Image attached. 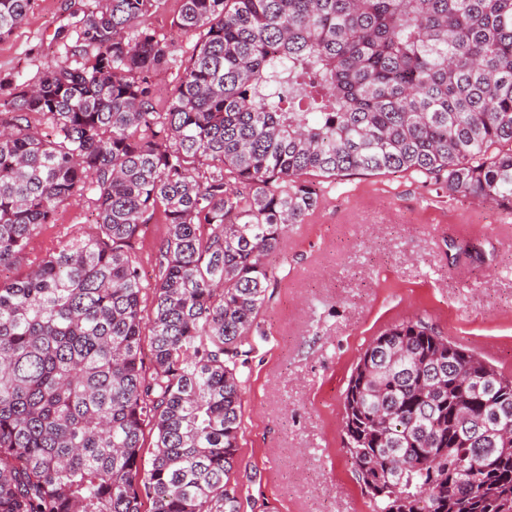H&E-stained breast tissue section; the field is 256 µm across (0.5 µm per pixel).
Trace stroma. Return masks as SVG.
I'll list each match as a JSON object with an SVG mask.
<instances>
[{
	"mask_svg": "<svg viewBox=\"0 0 512 512\" xmlns=\"http://www.w3.org/2000/svg\"><path fill=\"white\" fill-rule=\"evenodd\" d=\"M162 0L146 22L172 45L154 76L166 106L195 36ZM84 0H33L0 40V80L34 81L77 39ZM94 220L93 205L61 207L10 269L17 276ZM474 255L448 263L449 243ZM243 370L239 471L244 512H371L342 448L343 392L382 330L420 319L512 376V212L397 173L322 183L307 223L288 231Z\"/></svg>",
	"mask_w": 512,
	"mask_h": 512,
	"instance_id": "obj_1",
	"label": "stroma"
}]
</instances>
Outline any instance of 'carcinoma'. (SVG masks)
<instances>
[{"mask_svg":"<svg viewBox=\"0 0 512 512\" xmlns=\"http://www.w3.org/2000/svg\"><path fill=\"white\" fill-rule=\"evenodd\" d=\"M159 2L86 0L77 60L0 103V270L62 206L95 210L0 277V512H240L239 368L315 179L512 210V0H181L197 41L163 112ZM31 4L0 0V40ZM158 212L150 284L134 243ZM465 352L408 320L360 355L344 444L374 512H512V377L465 383L451 361L486 365Z\"/></svg>","mask_w":512,"mask_h":512,"instance_id":"obj_1","label":"carcinoma"}]
</instances>
